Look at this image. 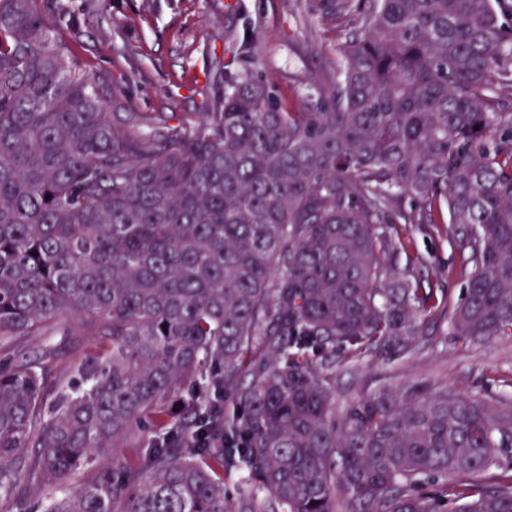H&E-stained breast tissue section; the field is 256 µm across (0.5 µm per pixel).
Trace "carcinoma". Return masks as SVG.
<instances>
[{
  "label": "carcinoma",
  "instance_id": "obj_1",
  "mask_svg": "<svg viewBox=\"0 0 512 512\" xmlns=\"http://www.w3.org/2000/svg\"><path fill=\"white\" fill-rule=\"evenodd\" d=\"M345 37L291 112L241 71L194 114L106 112L43 0H0V502L43 512H512V402L382 385L336 415L332 372L441 317L396 225H439L449 319L512 336V0H307ZM50 199H45V196ZM408 197L415 207L406 209ZM88 316L76 325L66 317ZM136 448V461L119 452ZM112 451L89 483L85 464ZM243 473L236 494L224 477ZM44 338L53 339L59 347V357L54 364L55 374L60 375L66 373L69 367L70 348L68 345L60 342L59 336L20 337L13 342L10 350L7 352L12 355H24L25 357L33 358L37 355L39 345Z\"/></svg>",
  "mask_w": 512,
  "mask_h": 512
}]
</instances>
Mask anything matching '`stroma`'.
<instances>
[{
	"mask_svg": "<svg viewBox=\"0 0 512 512\" xmlns=\"http://www.w3.org/2000/svg\"><path fill=\"white\" fill-rule=\"evenodd\" d=\"M46 9L61 19L68 47L87 71L112 83L109 112L119 103L129 112L206 111L223 91L209 73L234 22L258 32L240 70L267 79L293 112L304 111L305 93L331 89L345 51L343 38L307 13L305 0H46ZM401 237L422 260V288L439 302H457L462 280L448 273L447 238L412 224ZM334 371L340 409L388 379L502 398L512 395V336L464 341L427 320L410 346L392 344L358 359L337 352Z\"/></svg>",
	"mask_w": 512,
	"mask_h": 512,
	"instance_id": "1",
	"label": "stroma"
}]
</instances>
